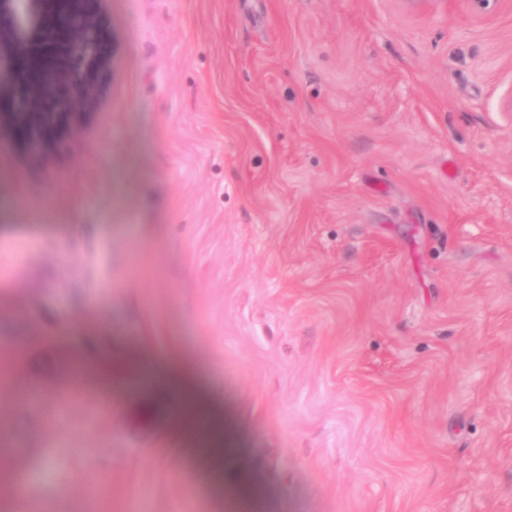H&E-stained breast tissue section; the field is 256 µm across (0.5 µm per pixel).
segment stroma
<instances>
[{"label":"stroma","mask_w":512,"mask_h":512,"mask_svg":"<svg viewBox=\"0 0 512 512\" xmlns=\"http://www.w3.org/2000/svg\"><path fill=\"white\" fill-rule=\"evenodd\" d=\"M99 103L0 123V512H512V0H79ZM0 28V59L47 45ZM111 290H103V283ZM102 338L224 418L238 494ZM82 390L79 400L59 387ZM109 396L111 412L101 410Z\"/></svg>","instance_id":"35a3bbf8"}]
</instances>
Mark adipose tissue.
<instances>
[{
    "label": "adipose tissue",
    "mask_w": 512,
    "mask_h": 512,
    "mask_svg": "<svg viewBox=\"0 0 512 512\" xmlns=\"http://www.w3.org/2000/svg\"><path fill=\"white\" fill-rule=\"evenodd\" d=\"M80 360L105 368L114 379H126L133 374L142 376L145 391L170 406L175 429L193 441L198 453L212 467L222 466L232 453V442L224 430L222 418L180 375L143 360L130 359L108 345L81 355Z\"/></svg>",
    "instance_id": "obj_1"
}]
</instances>
